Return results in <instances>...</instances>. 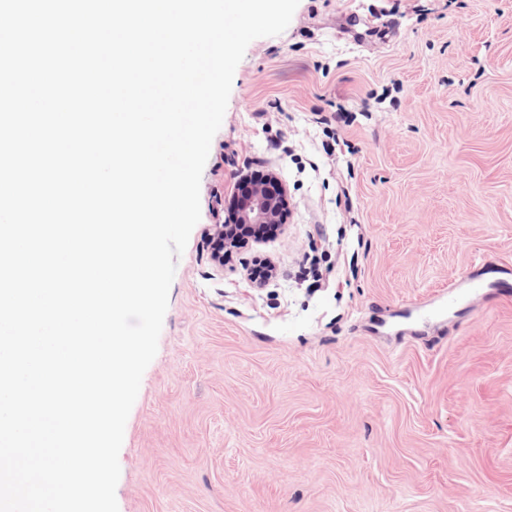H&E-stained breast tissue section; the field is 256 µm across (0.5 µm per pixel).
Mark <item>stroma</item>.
I'll return each instance as SVG.
<instances>
[{"label": "stroma", "mask_w": 512, "mask_h": 512, "mask_svg": "<svg viewBox=\"0 0 512 512\" xmlns=\"http://www.w3.org/2000/svg\"><path fill=\"white\" fill-rule=\"evenodd\" d=\"M259 166L285 233L217 266ZM200 202L119 512H512V0H300L236 68Z\"/></svg>", "instance_id": "stroma-1"}]
</instances>
